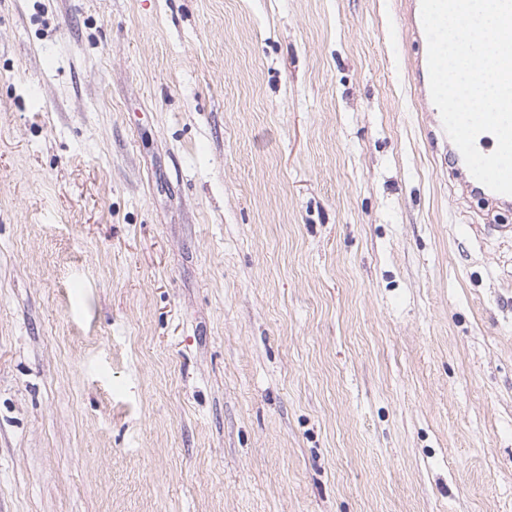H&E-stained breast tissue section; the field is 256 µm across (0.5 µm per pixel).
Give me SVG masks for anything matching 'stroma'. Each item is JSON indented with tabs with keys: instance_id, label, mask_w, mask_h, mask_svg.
<instances>
[{
	"instance_id": "1",
	"label": "stroma",
	"mask_w": 512,
	"mask_h": 512,
	"mask_svg": "<svg viewBox=\"0 0 512 512\" xmlns=\"http://www.w3.org/2000/svg\"><path fill=\"white\" fill-rule=\"evenodd\" d=\"M405 0H0V512H512V240ZM448 154L453 157L456 161L461 160L464 165L465 161L460 150L457 146L452 142V140L448 137ZM467 168V166H466ZM468 172V182H464V188L468 190V188L472 187L478 190L487 191L488 194L484 195V200L486 202V220L488 224H484L486 230L495 231L502 238H512V226L510 224H492L495 222V218L497 214L501 210H510L512 206V196L503 195L496 193L486 187L484 184L476 180L470 171L467 168Z\"/></svg>"
}]
</instances>
